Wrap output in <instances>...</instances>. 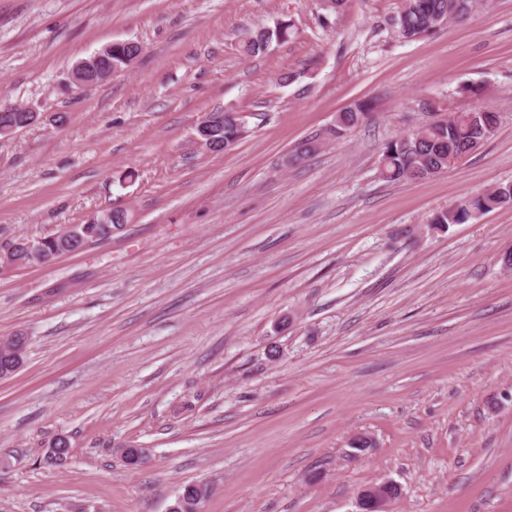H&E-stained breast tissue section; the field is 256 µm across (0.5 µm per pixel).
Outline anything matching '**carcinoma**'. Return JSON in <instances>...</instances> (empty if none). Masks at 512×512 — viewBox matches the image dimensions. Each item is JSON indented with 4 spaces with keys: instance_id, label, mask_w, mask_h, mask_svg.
<instances>
[{
    "instance_id": "cac0c4a2",
    "label": "carcinoma",
    "mask_w": 512,
    "mask_h": 512,
    "mask_svg": "<svg viewBox=\"0 0 512 512\" xmlns=\"http://www.w3.org/2000/svg\"><path fill=\"white\" fill-rule=\"evenodd\" d=\"M476 7L475 0H405L403 10L396 18L395 26L405 39H416L434 33L444 21L462 22ZM292 25L283 20L272 31L259 29L248 34L244 50L248 54L264 51L271 40L284 41L291 35ZM127 49H111L106 53L102 65L109 71L126 67L124 56ZM373 106L369 102L356 103L339 112L330 134L341 138L355 130L367 119ZM497 113L477 104L466 112L454 113L442 123H431L422 127L416 136L398 138L387 142L382 148L379 171L383 179L391 182L428 178L448 169L450 158L469 154L477 143L492 138L498 129ZM216 139L224 142L228 150L241 139L240 119L231 111L224 112V127L216 133ZM320 149L317 139L301 142L294 149L295 161H303ZM512 204V183L499 184L472 197H465L454 206L435 214L431 223L437 227L462 224L477 212H488ZM84 242L94 244L112 237V226L86 224L82 232Z\"/></svg>"
}]
</instances>
